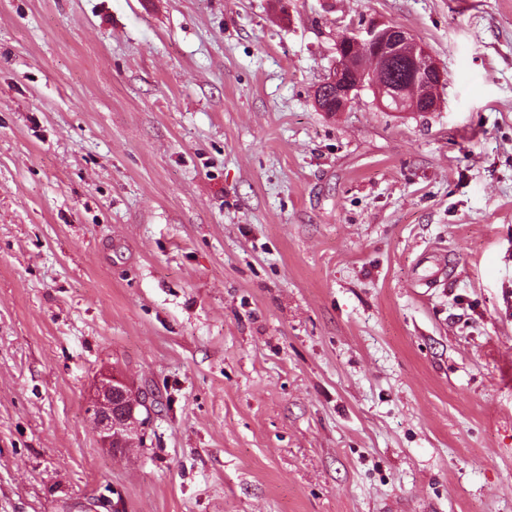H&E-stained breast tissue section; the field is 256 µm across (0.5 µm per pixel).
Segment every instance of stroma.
<instances>
[{"instance_id":"1","label":"stroma","mask_w":512,"mask_h":512,"mask_svg":"<svg viewBox=\"0 0 512 512\" xmlns=\"http://www.w3.org/2000/svg\"><path fill=\"white\" fill-rule=\"evenodd\" d=\"M0 512H512V0H0ZM359 54L356 59L355 53ZM336 63L314 90V101L322 112H343L366 87L380 102L388 104L411 91L403 110L433 112L437 89L445 74L430 52L408 30L395 25H369L343 34L336 47ZM364 54V59L361 57ZM368 59V60H365ZM399 66L402 78L393 82L388 73ZM139 396L140 392L132 390L124 379L109 373L101 374L96 392L86 411L100 434L104 448H112V442L116 438L113 433L117 430H124L125 434L132 435L136 429V417L144 425L150 421L151 412H155L158 402L153 397L146 401L144 395L143 401L137 407Z\"/></svg>"}]
</instances>
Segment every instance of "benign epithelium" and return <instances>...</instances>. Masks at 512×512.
I'll return each instance as SVG.
<instances>
[{
	"mask_svg": "<svg viewBox=\"0 0 512 512\" xmlns=\"http://www.w3.org/2000/svg\"><path fill=\"white\" fill-rule=\"evenodd\" d=\"M336 63L314 90L322 112H343L362 90L369 87L382 103L410 93L406 112H433L437 89L445 74L430 52L408 30L395 25H369L341 37ZM140 393L124 379L103 373L87 407L100 434L102 446L112 447L114 432L133 434Z\"/></svg>",
	"mask_w": 512,
	"mask_h": 512,
	"instance_id": "obj_1",
	"label": "benign epithelium"
}]
</instances>
